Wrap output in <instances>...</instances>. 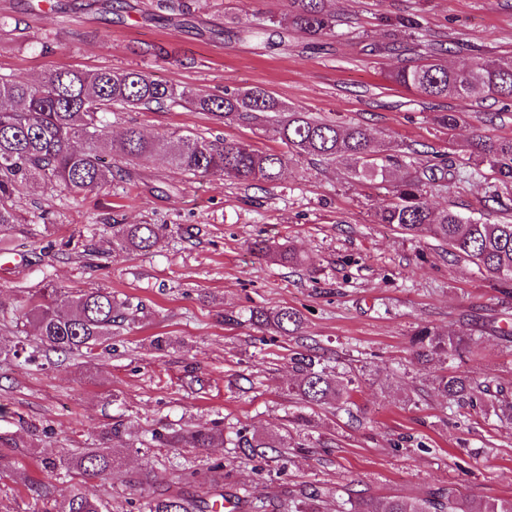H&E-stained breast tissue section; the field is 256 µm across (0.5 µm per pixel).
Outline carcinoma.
<instances>
[{"label":"carcinoma","instance_id":"obj_1","mask_svg":"<svg viewBox=\"0 0 512 512\" xmlns=\"http://www.w3.org/2000/svg\"><path fill=\"white\" fill-rule=\"evenodd\" d=\"M336 18L327 14L323 0H289L288 16L268 19L265 24L239 28L231 35L239 40L259 38L272 32L284 38L296 32L312 39L335 33ZM430 61L406 64L391 75L393 82L427 98L455 97L474 101L487 98L512 99V56L485 59L476 56L470 66L458 70L448 65L441 43L427 45ZM186 104L208 112L224 123L241 122L272 133L288 152L259 151L243 143L197 135L147 138L130 127L119 142L108 139L105 115L116 109L157 110ZM473 168L467 176L451 165H433L422 171H408L393 190V201L378 214V223L394 224L405 233H428L450 245L486 272L512 284V223L490 224L444 209L435 212L425 200L428 185L438 180L473 179L486 164L498 175L500 184L512 186V138L479 137L467 146ZM156 155L169 165L194 177L219 175L249 183H273L294 157L312 156L328 163H342L358 180H386L392 170L405 166L400 155H383L370 134L361 126H340L315 118L307 112L285 109L261 88L200 94L177 84H163L141 70L91 71L59 70L38 81H18L0 76V233L18 223L13 209L3 200L20 192L28 183L47 180L79 196L123 177L125 169L117 159L130 161ZM112 250L145 251L151 248L164 227L159 224H109ZM252 251L275 261L299 264L301 260L284 245L273 247L260 239ZM59 289L40 288L31 294L25 317L35 323L40 345L27 351L21 340L0 341V356L35 361L46 353L58 355L81 352L89 356L112 350V327L137 320L139 309L121 301L107 288L75 289L58 302ZM248 321L283 336H299L303 318L291 307L275 310L254 308ZM417 361L423 365L434 358L460 357L472 344L462 331L443 336L430 327L420 328L412 340ZM299 374L296 385L300 400L310 405L347 404L353 389L342 385L333 368L311 352L295 351L290 357ZM438 389L450 400L471 407H490L496 416L512 423V397L479 383L464 371L436 378ZM117 426L102 432L103 446L86 448L60 459H48L44 468L76 475L79 481L59 499L52 512H105L100 497L86 493L82 483L101 479L120 463L117 450L108 447ZM234 446L264 455L271 447L266 438L248 437L247 427L233 431ZM151 440L169 448H211L224 444V426L209 429H164ZM211 491L204 496L158 493L146 497L141 512H214L224 494V463H213ZM158 481L157 472L145 467L130 478V484L144 489ZM288 512H328V501L317 487L310 486L288 500ZM346 512H512V499L462 500L453 487L431 497L409 501L395 498L387 503L359 498Z\"/></svg>","mask_w":512,"mask_h":512}]
</instances>
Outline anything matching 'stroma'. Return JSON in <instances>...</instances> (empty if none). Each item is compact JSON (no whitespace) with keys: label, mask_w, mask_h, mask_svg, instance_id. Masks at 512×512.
<instances>
[{"label":"stroma","mask_w":512,"mask_h":512,"mask_svg":"<svg viewBox=\"0 0 512 512\" xmlns=\"http://www.w3.org/2000/svg\"><path fill=\"white\" fill-rule=\"evenodd\" d=\"M0 0V75L40 80L59 69L135 68L162 83L201 92L259 87L290 108L342 125L365 127L376 143L412 168L444 160L465 171L476 136L512 137V101L424 99L388 79L405 60L422 61L428 42L448 46L463 68L474 54H512V0H325L333 36L237 40L229 30L284 17L288 0H186L189 14L158 0ZM418 23L416 33L400 19ZM395 40L404 55L376 53ZM456 112L454 129L436 124ZM112 138L135 125L151 136L192 133L283 151L271 134L225 124L183 107L116 111ZM131 178L72 197L40 180L7 204L20 215L0 233V334L12 337L30 295L46 284L108 288L141 306L118 328L117 349L96 358L60 357L41 367L0 360V512H33L29 482L63 493V476L41 462L98 446L121 425L125 464L85 490L108 512H138L143 493L132 472L152 466L158 490L204 494L214 461L224 463L225 493L269 499L314 485L326 498L422 499L454 487L466 499H512V424L491 411L457 405L435 378L466 371L512 396V287L454 256L430 235L379 223L390 183L357 181L343 165L297 157L281 178L260 187L221 176L197 178L154 157L130 166ZM496 182L439 181L428 186L435 210L453 209L491 223L512 222V202L486 195ZM160 224L147 251L112 249L105 217ZM283 243L301 257L281 265L255 254V239ZM94 254H87V246ZM292 307L303 336L250 324V309ZM470 326L477 351L418 364L411 339L428 326L442 335ZM171 340L157 352L152 340ZM329 357L356 390L347 406H306L294 393L290 361L299 345ZM304 426L293 424L296 414ZM247 426L286 439L265 457L240 448H165L133 453L151 431ZM195 473L191 486L177 479Z\"/></svg>","instance_id":"35a3bbf8"}]
</instances>
